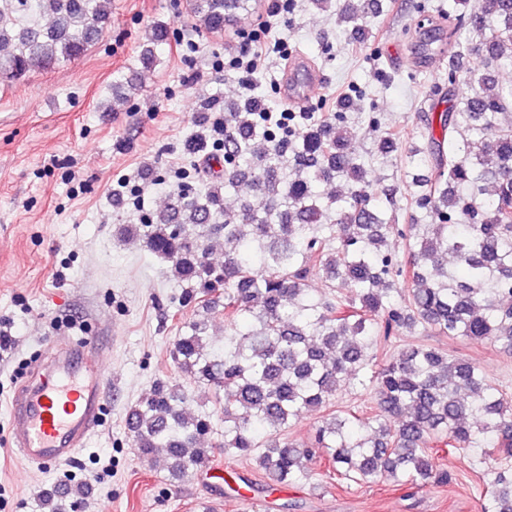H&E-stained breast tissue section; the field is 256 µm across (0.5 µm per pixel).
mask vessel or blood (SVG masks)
I'll return each instance as SVG.
<instances>
[{
  "label": "vessel or blood",
  "instance_id": "b4317fda",
  "mask_svg": "<svg viewBox=\"0 0 512 512\" xmlns=\"http://www.w3.org/2000/svg\"><path fill=\"white\" fill-rule=\"evenodd\" d=\"M322 84L320 72L295 62L282 78L287 102L305 103ZM98 337L62 341L52 349L33 385L22 387L9 407L15 451L29 464L51 469L71 462L106 414L105 365L89 360Z\"/></svg>",
  "mask_w": 512,
  "mask_h": 512
}]
</instances>
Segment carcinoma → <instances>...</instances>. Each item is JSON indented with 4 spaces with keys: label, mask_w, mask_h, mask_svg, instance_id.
<instances>
[{
    "label": "carcinoma",
    "mask_w": 512,
    "mask_h": 512,
    "mask_svg": "<svg viewBox=\"0 0 512 512\" xmlns=\"http://www.w3.org/2000/svg\"><path fill=\"white\" fill-rule=\"evenodd\" d=\"M374 0H348L336 24L364 41ZM188 18L212 34L236 22L251 0H185ZM112 18V0H0V83L79 59ZM457 66L448 111L418 115L403 141L383 130L371 153L400 157L406 197L367 177L344 126L353 100L338 111L282 135L254 122L258 102L231 107L224 125L228 185L246 181L260 192L231 214L223 185L183 182L174 202L134 228L146 250L181 282L183 303L205 316L184 326L170 356L178 372L214 390V405L187 409L188 390L157 380L129 412L140 456L165 453L173 477L210 467L213 450L249 462L269 487L306 477L322 462L338 484L392 480L417 488L448 485L434 455L448 449L482 464L512 458V396L499 391L477 363L427 345L395 356L372 353L378 340L403 330L490 340L512 354V0H455L439 19ZM169 27L157 22L141 46L150 69ZM475 55L481 68L464 71ZM132 83L112 76V102ZM290 162L295 176L274 177ZM406 215L408 224L399 223ZM427 223L422 224L420 220ZM224 239V263L208 244ZM321 275L326 291L312 293ZM224 312V344L207 335L208 315ZM369 386L374 410H332L344 385ZM306 410L321 413L305 444L285 432ZM224 421L219 425L218 421ZM480 512H512V463L487 470Z\"/></svg>",
    "instance_id": "1"
}]
</instances>
